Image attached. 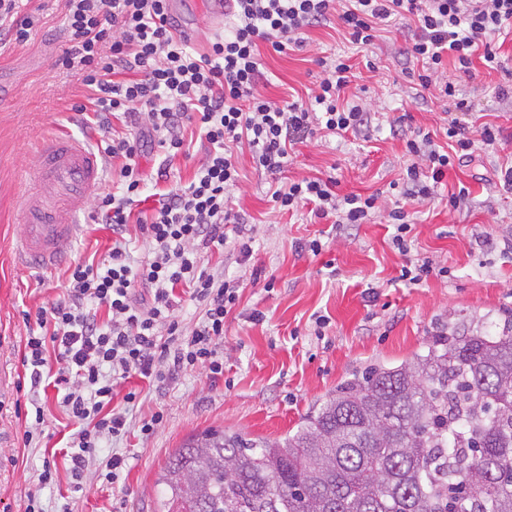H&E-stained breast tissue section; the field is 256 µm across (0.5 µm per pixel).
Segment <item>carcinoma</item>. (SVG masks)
Returning <instances> with one entry per match:
<instances>
[{
    "mask_svg": "<svg viewBox=\"0 0 512 512\" xmlns=\"http://www.w3.org/2000/svg\"><path fill=\"white\" fill-rule=\"evenodd\" d=\"M158 485L157 512H512V322L441 328L283 437L192 434Z\"/></svg>",
    "mask_w": 512,
    "mask_h": 512,
    "instance_id": "obj_1",
    "label": "carcinoma"
}]
</instances>
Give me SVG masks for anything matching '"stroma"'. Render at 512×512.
<instances>
[{"label": "stroma", "mask_w": 512, "mask_h": 512, "mask_svg": "<svg viewBox=\"0 0 512 512\" xmlns=\"http://www.w3.org/2000/svg\"><path fill=\"white\" fill-rule=\"evenodd\" d=\"M21 12L40 18L27 42L0 44V77L12 92L0 100V512H25L27 496L39 492L46 512H156L160 489L155 481L169 455L188 435L207 429L239 432L249 438L280 437L296 430L310 408L334 393L337 386L373 366L395 367L423 353L440 325L480 323L497 334L512 315V189L505 187L501 166L512 162V101L499 99V86L512 84V33L495 37L500 67L475 61L473 76L449 69L448 79L472 103V130L490 125L501 129L496 148L475 152L470 162L446 174L449 192L466 187L460 209L445 204L410 211L411 252L402 256L391 244L392 226L381 215L370 222L338 230L308 209L286 213L275 209L269 179L256 168L249 147L239 151L240 180L231 206L245 219L243 236H229L223 250L204 252L200 265L208 272L243 279L244 288L224 321V376L212 381L196 368L179 375L158 393L138 378L119 381L112 405L127 408L128 391L140 396L131 408L134 419L162 412L155 433L141 437L137 428L119 440L99 443L79 488H72L64 456L74 426L53 386L31 391L21 351L36 327L40 309L66 296L71 260H102L112 249L111 228L93 214L80 218V231L66 262L51 271L20 266L14 255L21 232L20 207L35 167L34 143L66 132L96 146L92 113L83 109L88 89L77 76L58 65L65 48V0H21ZM176 25L192 32L189 45L205 51L223 21H210L209 0H171ZM308 46L284 54L261 48L260 92L281 101L306 96L323 74L318 58L349 60L355 77L343 98L366 107L368 128L355 135L325 137L298 146L282 180L335 177L339 194L364 196L388 191L407 164L405 142L390 125L404 117V131L435 133L446 126V104L435 90L413 78L416 60L403 48L412 31L396 21L377 33L373 44L350 42L337 16L309 29ZM205 140L194 139L188 156L165 160L162 152L144 154L143 202L134 204L126 248L135 259L149 246L136 220L148 215L159 187L181 188L195 177L206 159ZM166 166L163 185H156L159 166ZM249 238L252 254L238 264V245ZM318 238L320 254L304 250ZM426 258L448 269L413 284L401 270L408 258ZM263 323L249 320L252 311ZM324 317L316 327V317ZM42 409L41 434L25 443L32 413ZM125 457L127 467L117 482L103 479L112 454ZM55 469L53 486L40 488L44 466Z\"/></svg>", "instance_id": "1"}]
</instances>
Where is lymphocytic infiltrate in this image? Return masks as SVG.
I'll return each mask as SVG.
<instances>
[{
	"mask_svg": "<svg viewBox=\"0 0 512 512\" xmlns=\"http://www.w3.org/2000/svg\"><path fill=\"white\" fill-rule=\"evenodd\" d=\"M336 2L232 0L230 33L214 36L207 52L198 53L174 34L169 0H66L68 46L59 62L91 91L104 151L121 161V191L98 193L97 219L114 235L126 234L144 185L138 159L146 149L159 148L170 158L185 153L183 131L189 126L198 128L209 145L189 186L160 194L142 221L147 260L131 263L126 249L116 245L102 262L74 261L66 300L40 310V331L26 338L21 361L32 386L53 375L77 426L69 463L74 480H82L102 438L128 430L126 416L112 406L119 380L137 374L159 389L199 366L212 379L224 375L217 347L241 282L208 273L199 254L223 249L229 232L241 230L230 207L239 178L235 146L248 143L257 168L273 176L287 165L289 148L318 131L356 133L368 122L361 105L340 103L352 77L351 65L340 57L307 99L279 103L263 96L260 44L277 53L302 46L305 31L334 9L352 43L361 45L371 44L377 25L389 19L414 22L417 33L407 52L424 64L418 80L423 88H437L457 112L448 122L447 147L419 130L406 139L409 162L396 199L341 195L334 190L335 179L302 177L271 188L279 210L308 206L315 218L334 217L339 227L364 224L373 213L385 212L395 229L392 243L406 255L408 206L442 199L438 186L448 169L479 147L495 146L499 132L494 127L471 133L464 120L470 102L445 72L452 65L471 74L478 51L486 63L496 62L491 38L512 33V0H344L341 8ZM115 118L125 123L124 136L113 135ZM180 286L204 311L202 322L188 331L173 317ZM99 307L106 308L107 321L98 319Z\"/></svg>",
	"mask_w": 512,
	"mask_h": 512,
	"instance_id": "f902f5d3",
	"label": "lymphocytic infiltrate"
}]
</instances>
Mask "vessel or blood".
<instances>
[{
	"label": "vessel or blood",
	"mask_w": 512,
	"mask_h": 512,
	"mask_svg": "<svg viewBox=\"0 0 512 512\" xmlns=\"http://www.w3.org/2000/svg\"><path fill=\"white\" fill-rule=\"evenodd\" d=\"M35 157V186L23 199L18 252L26 264L44 270L66 255L77 233L78 216L101 185L102 163L68 135L43 138Z\"/></svg>",
	"instance_id": "obj_1"
}]
</instances>
